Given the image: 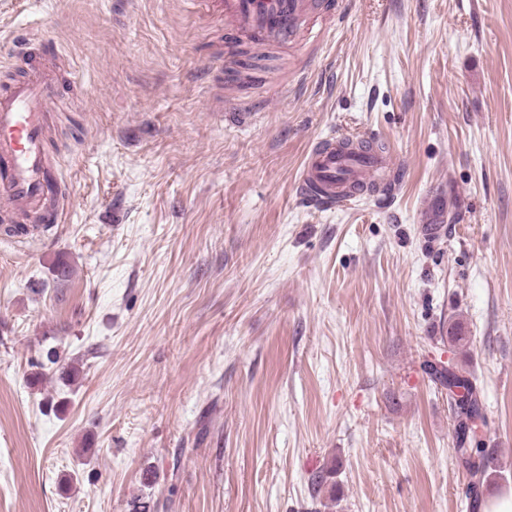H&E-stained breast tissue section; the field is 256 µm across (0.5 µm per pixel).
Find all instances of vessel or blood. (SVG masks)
<instances>
[{
    "instance_id": "vessel-or-blood-1",
    "label": "vessel or blood",
    "mask_w": 512,
    "mask_h": 512,
    "mask_svg": "<svg viewBox=\"0 0 512 512\" xmlns=\"http://www.w3.org/2000/svg\"><path fill=\"white\" fill-rule=\"evenodd\" d=\"M220 6L230 38L286 46L313 13L315 0H220ZM42 46L38 59L29 47H21L12 58L20 77L0 84V212L37 224H58L68 195L48 150V116L59 83L47 65L58 50L48 39ZM389 164V155L372 150L368 140L349 151L337 148L330 138L308 155L298 190L309 199L314 197L312 185L367 182Z\"/></svg>"
}]
</instances>
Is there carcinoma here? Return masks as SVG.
Here are the masks:
<instances>
[{
  "mask_svg": "<svg viewBox=\"0 0 512 512\" xmlns=\"http://www.w3.org/2000/svg\"><path fill=\"white\" fill-rule=\"evenodd\" d=\"M431 381L448 390L455 423V458L471 478V492H477L480 485L496 481L499 470L493 458L485 454L478 442L479 428L486 425L483 404L471 374L452 362L429 361L425 365ZM336 464L324 467L312 479L316 491L330 487V493H336Z\"/></svg>",
  "mask_w": 512,
  "mask_h": 512,
  "instance_id": "1",
  "label": "carcinoma"
}]
</instances>
